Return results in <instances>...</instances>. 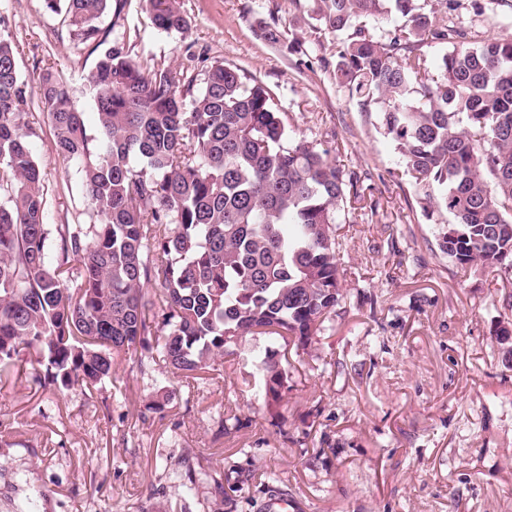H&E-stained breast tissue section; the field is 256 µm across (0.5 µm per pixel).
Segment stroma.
Here are the masks:
<instances>
[{
  "label": "stroma",
  "instance_id": "obj_1",
  "mask_svg": "<svg viewBox=\"0 0 512 512\" xmlns=\"http://www.w3.org/2000/svg\"><path fill=\"white\" fill-rule=\"evenodd\" d=\"M181 3L182 34L154 29L146 0H119L100 26L141 62L200 74L218 60L256 76L298 134L357 175L336 227L345 297L307 351L248 336L196 380L127 359L102 388L61 395L40 386L38 364L0 370V512H266L272 475L289 512H512V367L495 336L512 273L465 275L441 253L449 215L422 208L379 114L360 112L324 69L337 35L314 0ZM460 4L465 26L512 37V0L492 22ZM265 25L283 31L279 43L260 38ZM0 33L29 84L61 76L97 136L84 90L95 58L62 15L42 0H0ZM30 110L49 221L75 223L80 175L58 160L40 100ZM269 349L293 381L275 423L256 391ZM201 466L209 481L185 494L181 475Z\"/></svg>",
  "mask_w": 512,
  "mask_h": 512
}]
</instances>
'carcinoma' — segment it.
<instances>
[{"label":"carcinoma","mask_w":512,"mask_h":512,"mask_svg":"<svg viewBox=\"0 0 512 512\" xmlns=\"http://www.w3.org/2000/svg\"><path fill=\"white\" fill-rule=\"evenodd\" d=\"M344 37L336 85L378 112L424 201L452 217L439 249L457 268L512 271V38L458 22L459 0H316ZM97 53L87 135L64 81L39 83L55 151L81 176L86 224L48 223L31 148V90L0 36V365L33 355L57 390L95 388L136 357L186 378L238 339L269 333L303 351L343 299L335 225L353 174L298 135L272 91L215 61L197 79L141 65L97 25L112 0H43ZM154 27L183 33L179 0H148ZM402 24L378 35L369 21ZM441 52L437 73L430 49ZM159 287L150 291L148 286ZM266 415L291 376L261 362Z\"/></svg>","instance_id":"cac0c4a2"}]
</instances>
